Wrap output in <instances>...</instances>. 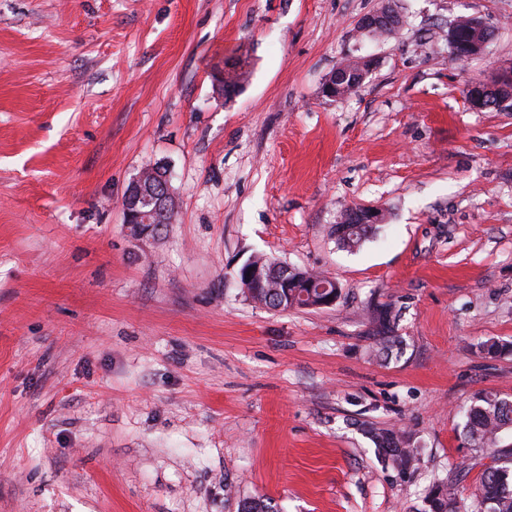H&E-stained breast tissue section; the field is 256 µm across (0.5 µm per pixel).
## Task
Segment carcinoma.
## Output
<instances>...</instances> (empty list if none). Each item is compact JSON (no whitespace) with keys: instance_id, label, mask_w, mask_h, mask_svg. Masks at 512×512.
I'll return each instance as SVG.
<instances>
[{"instance_id":"carcinoma-1","label":"carcinoma","mask_w":512,"mask_h":512,"mask_svg":"<svg viewBox=\"0 0 512 512\" xmlns=\"http://www.w3.org/2000/svg\"><path fill=\"white\" fill-rule=\"evenodd\" d=\"M457 36L451 53L455 60L468 59L469 45L481 34L492 36V31H480L469 24L468 19L460 18L456 23ZM249 76L246 59H230L224 70V96L231 97L239 92ZM327 282L321 274L302 270L296 273V280L287 288H261L246 297L256 304L269 309L288 311L308 309L327 295L319 290V285ZM393 304L374 303L368 307L371 353L377 359H388L393 353H402V342L394 336ZM479 352L490 358L500 357L512 347L496 340L488 339L479 343ZM512 431V402L502 400L492 392H481L470 405L463 428L464 438L475 448L481 449V456L490 460L484 465L478 485L470 495L460 490V475L468 466L443 479L434 480L426 494L429 512H512V465L500 464L501 434ZM368 434L379 455L391 463L402 474L418 467L422 461L423 448L413 434L397 428L371 426ZM240 512H274L266 498L253 497L242 502Z\"/></svg>"}]
</instances>
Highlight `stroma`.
Segmentation results:
<instances>
[{
  "instance_id": "obj_1",
  "label": "stroma",
  "mask_w": 512,
  "mask_h": 512,
  "mask_svg": "<svg viewBox=\"0 0 512 512\" xmlns=\"http://www.w3.org/2000/svg\"><path fill=\"white\" fill-rule=\"evenodd\" d=\"M0 0V512H423L475 451L464 411L512 401V0ZM481 20L486 50L446 32ZM250 79L219 89L226 58ZM355 92H322L351 58ZM170 172L173 223L139 237L121 200ZM383 221L348 251L350 207ZM334 278L278 312L237 281L251 254ZM392 302L402 356L368 354ZM426 448L413 475L369 426ZM387 1H392V7H391L390 11L392 13H394V15L391 17V21L389 23H382L380 26H378L380 18L382 17V10H379L371 15L366 16L360 22V28L363 31H368V30L375 28L373 30V32H376L379 34H388V33H391L401 23L400 14L394 8L395 1H393V0H387ZM468 19L469 18H460L457 20L458 22L455 24L457 36L453 46H451L448 41V39L452 40L453 31L451 30L449 34L448 32L446 34V41L448 42V46L451 49L450 52L452 53L454 59L459 62L465 61L468 59V56L472 57L481 54L484 51L486 44L488 43V40H475L481 36L482 33L478 28L471 26L468 22ZM472 41L474 42L470 46L468 52L469 45ZM465 85V93L467 98H469L470 104L477 109L485 108V109H498L501 106V102L508 100L512 97V87L511 85H505L504 87H500L496 89L494 94L487 100L484 106V101L486 99V94L488 92V87L481 84H472L468 91L467 86Z\"/></svg>"
}]
</instances>
